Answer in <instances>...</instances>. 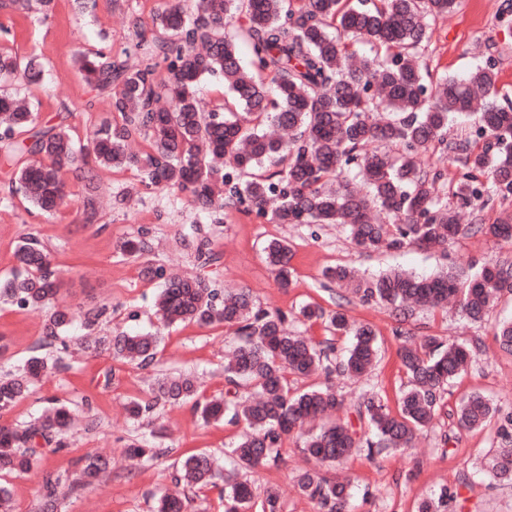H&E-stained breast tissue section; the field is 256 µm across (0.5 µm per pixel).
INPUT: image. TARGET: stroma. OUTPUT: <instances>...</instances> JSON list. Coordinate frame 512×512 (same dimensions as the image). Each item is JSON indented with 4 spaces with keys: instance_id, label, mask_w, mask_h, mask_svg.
Returning a JSON list of instances; mask_svg holds the SVG:
<instances>
[{
    "instance_id": "35a3bbf8",
    "label": "stroma",
    "mask_w": 512,
    "mask_h": 512,
    "mask_svg": "<svg viewBox=\"0 0 512 512\" xmlns=\"http://www.w3.org/2000/svg\"><path fill=\"white\" fill-rule=\"evenodd\" d=\"M171 0H53L49 13L39 4L24 11L0 10V49L37 60L43 82L34 94L40 104L38 127H64L72 141L86 145L92 131L110 116L105 99L81 79L75 57L81 51L111 49L122 54L135 40L132 17L144 23L152 37L153 15ZM426 52V83L435 86L449 76H464L486 60L498 71L499 103H512V0H456L447 16L430 20ZM18 160L0 147V279L15 267L14 250L22 237L39 239L57 277V303L74 312L77 322L64 333L67 370L36 382L32 391L0 412V425L13 426L39 417L53 401L82 410L91 403L94 426L78 421L68 432L64 449L41 447L39 467L9 477L12 512H38L44 471L66 479L56 512H154L158 498L171 491V474L180 456L205 449L224 473H236L224 450L237 441L241 427L203 423L191 403L167 404L152 416L128 418L125 406L145 396L159 377L187 374L210 394L224 389V362L233 349V333L221 325L192 322L166 327L156 315L161 290L158 279L146 276L147 266L192 275L194 254L180 241L195 230L207 232L222 258L209 274L224 288L251 289L258 305L285 312L316 303L336 309L340 289L326 282L329 266H348L372 276L389 269L417 275L489 260H512V242L481 235H464L439 248L410 246L401 251L366 253L336 224H277L235 208L208 215L196 210L186 194L141 185L133 166L97 171V194L103 202L98 221L84 224L80 211L87 192L84 182L66 179L67 198L56 214L33 207L7 186ZM146 232L151 250L137 258L124 255L128 237ZM287 241L292 250L290 288H279L268 267L263 246L270 239ZM349 319L375 331L379 355L374 369L360 378L338 377L333 384L344 399L342 420L357 422L355 409L364 397L379 394L389 408L408 385L398 350L397 323L385 307L352 301L344 305ZM101 311L96 336L119 332L152 333L159 338L154 366L143 369L113 358L105 346L81 344L80 318ZM44 310L20 308L0 301V371H17L43 336ZM512 319V295H502L483 321L470 322L455 308L419 311L409 326L412 336L435 335L478 346L476 360L447 386L431 427L413 448L368 452L359 449L342 464L320 467L321 476L347 483L351 512H418L423 499L448 491L439 512H512V483L481 472L486 456L499 448V420L467 431L456 424L454 411L473 393L490 398L502 412L512 411V355L495 338L501 322ZM148 440L161 448L158 459H127L133 441ZM111 457V471L98 483L70 489L76 461L88 454ZM297 437L284 439L277 462L250 472L257 489L278 488L280 512H319L318 505L295 487L299 471L308 468Z\"/></svg>"
}]
</instances>
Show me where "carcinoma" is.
<instances>
[{
	"label": "carcinoma",
	"instance_id": "cac0c4a2",
	"mask_svg": "<svg viewBox=\"0 0 512 512\" xmlns=\"http://www.w3.org/2000/svg\"><path fill=\"white\" fill-rule=\"evenodd\" d=\"M455 0H381L348 7L343 0H184L152 17L155 34L137 42L141 60L130 65L110 53L81 54L83 81L109 100L121 122L104 121L89 143L76 148L62 128L38 129L39 100L0 92V145L26 160L12 186L40 211L51 214L63 203V173L78 161L98 166H135L147 187L188 193L193 205L208 214L235 207L268 217L279 224H341L364 251H400L408 246L444 245L462 234L512 241V214L505 211L494 224L478 218V205L512 199V104L492 100L497 93L495 65L487 63L465 79L447 78L428 91L425 48L430 39L426 19L447 15ZM239 20L240 36L249 44L251 65L242 63L227 26ZM364 40L387 56L346 54V39ZM165 64L168 79L159 81L156 68ZM0 73L26 87L37 85L42 70L31 59L0 51ZM219 77L229 97L217 108L204 110L200 83ZM483 103L475 127L478 142L460 143L462 172L451 185L437 169L419 158L433 143H447L449 119L472 108L476 93ZM141 135L151 150L137 155L128 141ZM284 168L268 174L271 159ZM467 211L471 222L459 224L456 213ZM84 223L97 221L96 195L82 201ZM202 266L220 261L210 237L188 241ZM263 252L278 285L292 283L288 243L272 239ZM14 256L17 271L0 282V296L21 308H48L44 345L60 338L73 321L66 308L53 305L57 288L51 262L39 240L29 236ZM146 274L164 281L158 312L168 325L195 322L225 324L234 329L235 349L224 366V396L208 397L193 378L178 376L157 382L144 399L129 402L139 419L166 403L193 401L208 423L243 426L244 433L230 456L248 471L275 462L285 437L303 434L304 424L342 406L336 391L324 388L299 392L288 386L286 374L308 377L321 373L361 375L379 351L368 325L350 322L338 305L335 311L307 303L299 308L303 323L318 325L326 335L296 336L288 332V314L255 304L248 288L226 289L202 275L166 277L162 268ZM323 277L365 303L383 305L400 321L417 311L457 302L463 316L481 322L503 294H512V262H486L479 268H453L434 276L389 271L363 277L346 266L329 267ZM353 337L348 356L334 357L333 335ZM499 347L512 354V321L498 325ZM115 357L152 365L158 338L151 334H119L108 341ZM466 344H446L436 336L420 342L407 337L399 356L410 387L393 412L382 397L365 399L357 413L377 434L375 442L349 424H333L315 434H303L304 450L318 464L340 463L357 448H409L418 431L429 427L448 383L476 357ZM58 361L34 354L22 372L0 377V411L25 397L33 382L54 372ZM254 389L255 400L239 402V388ZM499 410L480 394L463 399L456 410L465 430L487 424ZM70 410L52 407L42 417L16 427H0V477L25 473L37 466L35 439L60 450L66 447ZM508 447L486 469L493 479L512 480V435ZM80 485L106 474L109 461L101 456L79 460ZM220 468L210 453L193 452L176 467L172 481L194 489L214 483ZM63 476H43L41 512H54ZM230 487L225 512H247L255 496L248 480L225 479ZM299 492L316 501L321 512H346L348 486L316 472L297 476ZM156 512H184V501L164 495Z\"/></svg>",
	"mask_w": 512,
	"mask_h": 512
}]
</instances>
